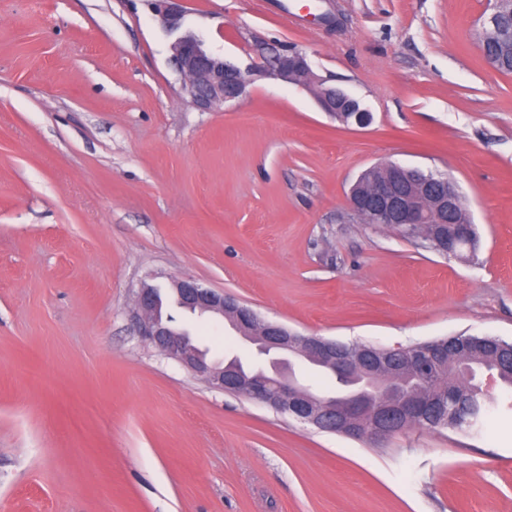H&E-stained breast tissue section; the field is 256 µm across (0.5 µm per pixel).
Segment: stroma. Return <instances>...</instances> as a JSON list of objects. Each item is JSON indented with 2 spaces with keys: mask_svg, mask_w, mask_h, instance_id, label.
<instances>
[{
  "mask_svg": "<svg viewBox=\"0 0 512 512\" xmlns=\"http://www.w3.org/2000/svg\"><path fill=\"white\" fill-rule=\"evenodd\" d=\"M488 0H184L238 66L303 51L365 128L260 79L203 111L149 0H0V512H512V411L476 434L372 446L209 387L143 336V284L190 276L304 335L391 348L512 340V74L480 49ZM396 162L455 180L459 259L365 224L351 187ZM209 357L222 319L175 311Z\"/></svg>",
  "mask_w": 512,
  "mask_h": 512,
  "instance_id": "obj_1",
  "label": "stroma"
}]
</instances>
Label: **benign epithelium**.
<instances>
[{
	"label": "benign epithelium",
	"mask_w": 512,
	"mask_h": 512,
	"mask_svg": "<svg viewBox=\"0 0 512 512\" xmlns=\"http://www.w3.org/2000/svg\"><path fill=\"white\" fill-rule=\"evenodd\" d=\"M152 11L169 32L181 29L184 0H150ZM512 15V0H490L481 20V44L506 42L512 31L504 19ZM171 59L182 75V90L202 110H213L243 97L258 78L268 77L302 86L313 94L328 115L360 127L369 125L372 114L359 98L318 76L307 56L296 48L282 47L258 52L260 62L241 68L208 50L195 35L178 36L171 44ZM384 175L371 180L365 191L353 186L349 204L365 224H393L411 235L428 224H448L452 233L439 243L428 237L421 242L432 249L452 251L462 239L472 237L470 215L461 212L458 185L445 174L407 168L397 163L382 166ZM170 291L184 311L199 316H219L258 351L278 354L271 371H248L238 359H213L195 346L188 331L162 318L161 288L142 286L136 307L144 335L165 356L176 360L213 388L242 394L272 409L325 432L359 436L380 442L415 423L424 406L433 400L429 390L417 385L415 372L424 371L438 380L448 367L440 341L405 347L398 361L390 353L370 349H345L336 341L293 333L277 322L260 318L250 307L222 292L202 287L186 276L171 282ZM335 375L350 391L338 397L320 398L307 392L293 370V360Z\"/></svg>",
	"instance_id": "7a95c632"
}]
</instances>
